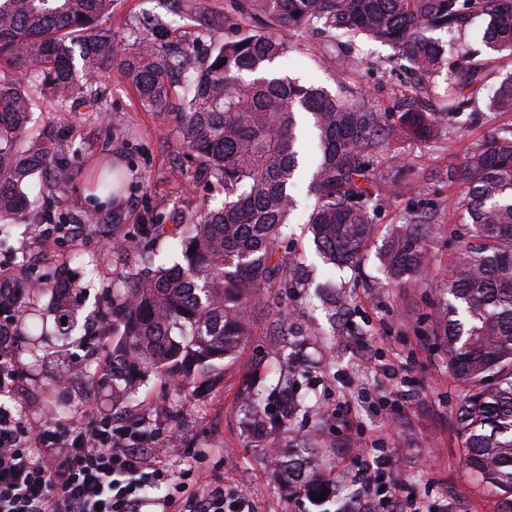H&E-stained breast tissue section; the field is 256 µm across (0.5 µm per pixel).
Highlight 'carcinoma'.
<instances>
[{
	"instance_id": "obj_1",
	"label": "carcinoma",
	"mask_w": 512,
	"mask_h": 512,
	"mask_svg": "<svg viewBox=\"0 0 512 512\" xmlns=\"http://www.w3.org/2000/svg\"><path fill=\"white\" fill-rule=\"evenodd\" d=\"M115 0H0V221L34 213L39 224H59L48 200L78 175L71 141L30 136L38 98L57 108L105 111L101 80L119 71L150 112L169 110L180 94L175 132L198 177L220 182L224 201L199 206L187 224L167 228L157 217L141 225L139 267L112 289V398L138 392L152 375L183 385L233 359L251 335L250 311L261 295L297 282L298 264L275 254L273 243L290 224L289 189L305 164L301 124L309 117L319 156L309 171L315 199L308 230L327 265L354 268L374 234L369 159L389 147L382 113L319 87H306L272 69L288 44L265 31L264 19L283 27H312L332 42L360 35L390 45L424 74L458 51L459 32L488 19L485 42L512 55V0H236L240 32L216 46L193 49V64L166 54L145 36L116 38L103 21ZM446 34V46L432 33ZM23 74L12 77L11 72ZM473 76L448 78L441 111L413 109L397 117L399 135L435 142L465 107L462 90ZM490 112H512V77L488 98ZM461 181V207L472 242L452 260L444 316L434 336L448 369L463 386L458 422L464 463L481 484L512 494V126L500 127L466 163L448 166ZM122 168L107 157L88 186L108 199L119 195ZM427 216L409 215L383 255L394 278L427 259ZM171 239L169 262L158 244ZM54 323L74 328V313L59 297ZM29 336L48 333L47 319L30 308ZM249 436L288 426L295 407L280 391L241 392ZM319 451L301 445L279 463L287 480L321 486L311 469Z\"/></svg>"
}]
</instances>
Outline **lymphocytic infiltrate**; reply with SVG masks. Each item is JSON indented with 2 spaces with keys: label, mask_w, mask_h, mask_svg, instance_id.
Masks as SVG:
<instances>
[{
  "label": "lymphocytic infiltrate",
  "mask_w": 512,
  "mask_h": 512,
  "mask_svg": "<svg viewBox=\"0 0 512 512\" xmlns=\"http://www.w3.org/2000/svg\"><path fill=\"white\" fill-rule=\"evenodd\" d=\"M22 277L0 261V396H13L20 376L14 359ZM143 424L112 422L85 405L65 423L34 422L0 405V512H138L146 487L164 482L159 499L173 512H252L247 498L224 500L211 486L192 493L172 482L165 455L147 448Z\"/></svg>",
  "instance_id": "1"
}]
</instances>
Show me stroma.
Segmentation results:
<instances>
[{
  "instance_id": "1",
  "label": "stroma",
  "mask_w": 512,
  "mask_h": 512,
  "mask_svg": "<svg viewBox=\"0 0 512 512\" xmlns=\"http://www.w3.org/2000/svg\"><path fill=\"white\" fill-rule=\"evenodd\" d=\"M163 16L169 28L158 26ZM108 23L124 42L146 35L176 49L188 39L234 37L238 20L226 19L223 29L214 30L203 15L168 14L159 0H116ZM482 33L477 26L467 34L468 65L477 79L465 93L473 103L457 117L450 135L428 143L395 136L398 108L414 104L440 110L447 72L422 76L390 45L364 37L332 49L316 31L280 29L292 46L280 69L300 83L364 101L383 113L392 131L371 187L377 229L361 266L336 272L335 308H328L314 284L265 294L251 309L253 334L243 353L217 370L211 386L190 394L175 382L152 379L138 393L113 402L111 381L97 374L101 358L112 355V333L101 330L99 317L111 306L113 284L135 262L138 226L147 215L188 216L204 198L223 200L221 187L193 182L180 159L172 114L145 111L134 86L120 75L103 80L107 109L99 117L62 111L41 98L38 124L69 137L82 170L55 201L67 223H79L83 209L94 205L84 174L103 154L122 157L133 177L121 204L103 206L106 224L78 242L65 239L49 249L30 224L13 221L0 258L24 242L35 275L69 286L78 326L71 335L55 332L41 343L44 364L38 371L27 354L28 338H21L16 349L21 379L9 406L34 419L50 410L63 420L90 402L99 412L142 421L149 441L178 449L175 474L199 469L204 483L223 487L229 499L246 496L255 512H387L392 499L406 512L422 503L431 512H502L504 494L480 485L464 465L457 422L462 386L432 335L444 309L451 261L469 240L458 214L463 189L449 182L448 167L462 164L494 127L512 125V113L494 114L484 106L487 95L512 74V56L489 50ZM292 194L293 222L276 252L323 281L327 273L305 232L313 203L307 178L297 180ZM415 211L426 212L431 224L428 262L389 281L381 256ZM280 321L296 339L313 344L321 364L296 380L304 408L289 429L254 439L242 427L240 390L248 382L270 390L286 373L272 334ZM299 440L317 445L331 480L323 501L303 489L283 490L264 454L268 448L288 450ZM376 454L389 460L377 475L370 469Z\"/></svg>"
}]
</instances>
